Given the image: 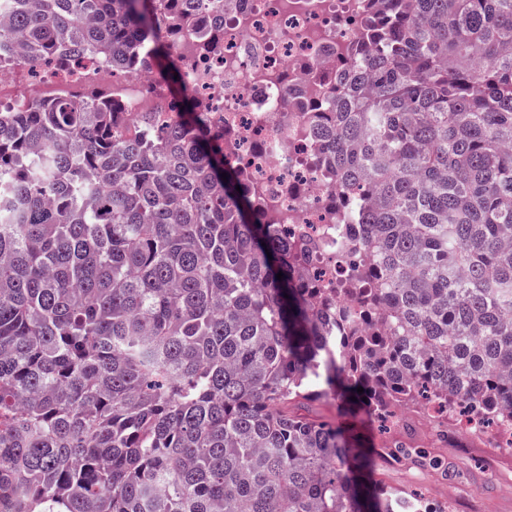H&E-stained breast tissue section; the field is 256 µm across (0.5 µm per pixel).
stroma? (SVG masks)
Segmentation results:
<instances>
[{
    "label": "stroma",
    "instance_id": "35a3bbf8",
    "mask_svg": "<svg viewBox=\"0 0 512 512\" xmlns=\"http://www.w3.org/2000/svg\"><path fill=\"white\" fill-rule=\"evenodd\" d=\"M400 425L412 427L426 450L444 465L431 469L374 459L375 476L385 487L451 502L454 512H512V454L495 448L490 437L477 438L453 425L440 433L422 412H405Z\"/></svg>",
    "mask_w": 512,
    "mask_h": 512
}]
</instances>
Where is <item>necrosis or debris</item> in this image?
Returning a JSON list of instances; mask_svg holds the SVG:
<instances>
[{
    "label": "necrosis or debris",
    "mask_w": 512,
    "mask_h": 512,
    "mask_svg": "<svg viewBox=\"0 0 512 512\" xmlns=\"http://www.w3.org/2000/svg\"><path fill=\"white\" fill-rule=\"evenodd\" d=\"M363 0H224V15L198 13L193 34L175 42L183 80L206 104L211 128L223 134L224 153L248 171L293 233L322 243L314 256L320 275L338 271L336 242L344 234L340 213L331 201L336 177L309 161L320 150L310 116L290 98L305 88L318 105L338 89L337 64L355 40ZM217 30L218 45L209 54L194 51L196 35ZM13 49L0 50V115L30 109L83 89L96 80L119 90L125 119L135 126L140 113L156 110L177 122L166 90L156 77L122 75L102 59L91 66L54 67L49 80L32 72Z\"/></svg>",
    "instance_id": "1"
}]
</instances>
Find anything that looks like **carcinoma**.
<instances>
[{"label":"carcinoma","mask_w":512,"mask_h":512,"mask_svg":"<svg viewBox=\"0 0 512 512\" xmlns=\"http://www.w3.org/2000/svg\"><path fill=\"white\" fill-rule=\"evenodd\" d=\"M219 8L13 0L0 26L27 61L148 64L179 112L132 131L97 92L0 118V512H452L367 475L356 417L512 425V0H365L312 118L347 288L174 78L170 43ZM329 397L346 420L292 412Z\"/></svg>","instance_id":"carcinoma-1"}]
</instances>
